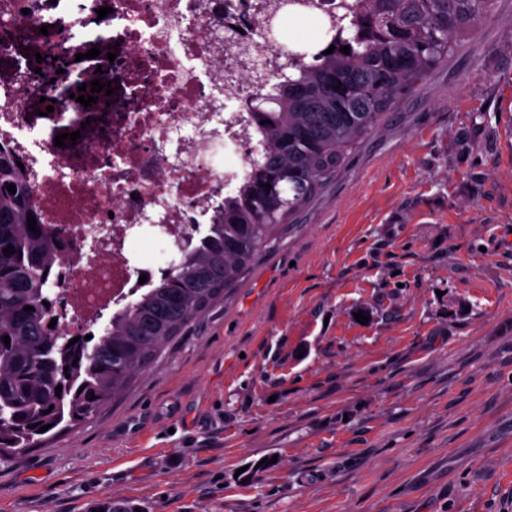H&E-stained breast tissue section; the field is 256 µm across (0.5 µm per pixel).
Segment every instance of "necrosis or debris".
<instances>
[{
  "label": "necrosis or debris",
  "mask_w": 512,
  "mask_h": 512,
  "mask_svg": "<svg viewBox=\"0 0 512 512\" xmlns=\"http://www.w3.org/2000/svg\"><path fill=\"white\" fill-rule=\"evenodd\" d=\"M45 2L0 0V149L23 165L42 224L74 240L60 326H91L139 286L133 235L177 243L242 184L261 156L244 101L285 80L289 46L281 0H96L103 19L52 21ZM96 79L113 95L76 102Z\"/></svg>",
  "instance_id": "obj_1"
}]
</instances>
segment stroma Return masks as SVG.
<instances>
[{
  "instance_id": "1",
  "label": "stroma",
  "mask_w": 512,
  "mask_h": 512,
  "mask_svg": "<svg viewBox=\"0 0 512 512\" xmlns=\"http://www.w3.org/2000/svg\"><path fill=\"white\" fill-rule=\"evenodd\" d=\"M107 495L512 512V0L129 389L0 461V512Z\"/></svg>"
}]
</instances>
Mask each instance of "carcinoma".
Instances as JSON below:
<instances>
[{"mask_svg":"<svg viewBox=\"0 0 512 512\" xmlns=\"http://www.w3.org/2000/svg\"><path fill=\"white\" fill-rule=\"evenodd\" d=\"M494 4L355 0L351 26L338 27L346 32L342 44L316 49L305 30L295 31V46L310 54L289 56L288 79L251 98L256 121H266L257 125L262 161L252 162L238 195L224 200L194 246L178 251L152 287L112 311L97 343L73 345L75 365L62 361L60 327H48L53 307L43 305L56 299L42 276L52 275L63 253L42 232L26 180L0 150V457L33 447L38 428L73 427L124 392L168 343L224 299L279 229L294 223L388 111L461 48ZM29 217L37 220L34 232ZM9 245L14 252L3 253ZM27 305L34 310L24 311ZM95 512L136 510L107 496Z\"/></svg>","mask_w":512,"mask_h":512,"instance_id":"carcinoma-1","label":"carcinoma"}]
</instances>
